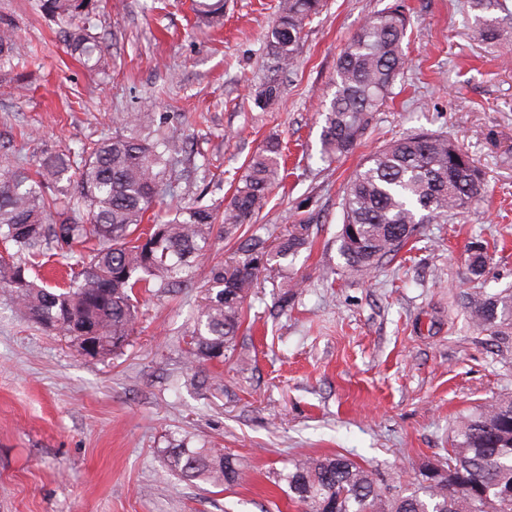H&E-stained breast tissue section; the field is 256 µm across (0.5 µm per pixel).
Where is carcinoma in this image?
Listing matches in <instances>:
<instances>
[{
    "label": "carcinoma",
    "instance_id": "cac0c4a2",
    "mask_svg": "<svg viewBox=\"0 0 512 512\" xmlns=\"http://www.w3.org/2000/svg\"><path fill=\"white\" fill-rule=\"evenodd\" d=\"M98 0H43V12L64 24L67 49L95 68L102 53L93 33ZM323 0H278L267 31L269 77L256 101L266 105L294 71L306 21ZM478 39L493 44L504 35L501 0H474ZM197 18L223 24L224 0H194ZM410 24L402 0L367 18L336 60L334 92L321 112L320 160L330 162L360 144L371 113L393 94L408 65ZM27 56L12 23L0 21V73L13 75ZM114 132L74 150L43 152L35 167L0 153V242L15 252L0 257V290L28 320L75 343L91 358L120 350L138 318V296L152 288L187 284L212 246L219 210L176 204L165 220L142 227L158 199L174 196L185 152L182 136L141 112H115ZM282 151L269 143L253 153L224 207V238L234 239L257 218L279 181ZM485 179L454 140L421 131L390 141L368 156L348 181L342 224L336 235L339 274L363 276L396 256L421 234L423 224H446L467 212ZM308 224H294L268 239L252 234L241 257L210 269L211 283L189 331L187 356L195 365L221 361L243 324L244 303L261 270L294 259L309 243ZM490 243L469 246V281L483 277ZM52 256L69 268L61 285L35 273ZM472 323L502 340L512 335V289L462 294ZM180 476L216 489L236 484L238 461L219 448L170 452ZM421 464L403 486L343 454L303 457L278 475L299 512H512V396L470 410L455 425L442 473Z\"/></svg>",
    "mask_w": 512,
    "mask_h": 512
}]
</instances>
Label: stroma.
Returning <instances> with one entry per match:
<instances>
[{"label": "stroma", "instance_id": "stroma-1", "mask_svg": "<svg viewBox=\"0 0 512 512\" xmlns=\"http://www.w3.org/2000/svg\"><path fill=\"white\" fill-rule=\"evenodd\" d=\"M100 65L67 51L39 0H0L29 53L26 92L0 81V143L35 162L42 150L98 139L116 112L165 117L188 140L174 203H220L268 140L284 178L257 222L279 236L310 220V243L288 273L262 271L224 361L196 390L185 357L209 269L239 256L214 238L192 283L139 297L121 351L91 359L27 322L0 292V512H298L274 473L298 455L340 452L408 483L446 454L470 407L512 394V340L468 318L467 248L497 239L485 286L512 289V41L482 44L469 0H405L409 64L393 100L372 113L361 145L320 161L325 98L337 55L392 0H325L306 24L298 64L267 108L266 32L277 0H224V23H197L190 0H99ZM419 130L448 135L485 174L475 209L426 224L366 277L335 274L343 188L362 159ZM224 449L242 463L215 492L173 472L179 443Z\"/></svg>", "mask_w": 512, "mask_h": 512}]
</instances>
